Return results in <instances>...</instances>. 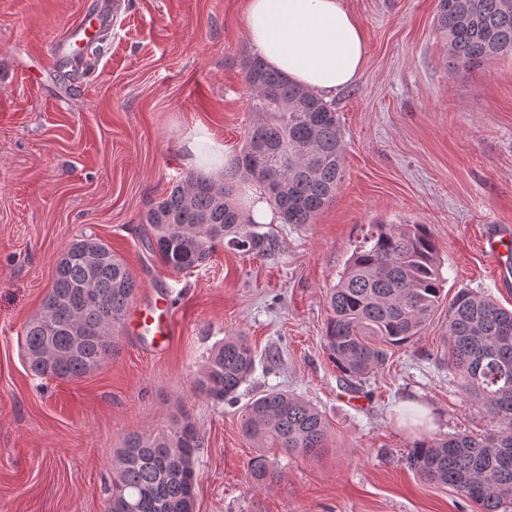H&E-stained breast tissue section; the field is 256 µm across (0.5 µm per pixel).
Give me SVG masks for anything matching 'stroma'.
I'll return each instance as SVG.
<instances>
[{"instance_id":"1","label":"stroma","mask_w":512,"mask_h":512,"mask_svg":"<svg viewBox=\"0 0 512 512\" xmlns=\"http://www.w3.org/2000/svg\"><path fill=\"white\" fill-rule=\"evenodd\" d=\"M90 3L0 0V512H103L124 437L183 413L203 437L195 512H475L409 464L420 439L491 426L448 374L445 310L357 393L328 357L326 294L369 225L424 224L445 296L469 288L512 310L483 251L489 231L512 227V56L454 73L438 0H344L369 51L332 102L344 144L335 201L312 224L258 225L277 241L271 254L219 248L175 274L145 248L140 219L189 171L222 177L242 146L246 0H126L95 70L47 63ZM193 146L204 160L192 168ZM84 234L148 272L139 293H169L178 334L153 353L123 331L100 369L43 380L24 360V327ZM234 335L257 355L242 399L282 389L328 423L325 453H275L280 477L262 489L248 482L256 450L239 410L192 391L209 349ZM407 400L432 408L436 427L399 424Z\"/></svg>"}]
</instances>
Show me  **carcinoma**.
I'll return each instance as SVG.
<instances>
[{
  "label": "carcinoma",
  "instance_id": "obj_1",
  "mask_svg": "<svg viewBox=\"0 0 512 512\" xmlns=\"http://www.w3.org/2000/svg\"><path fill=\"white\" fill-rule=\"evenodd\" d=\"M437 30L448 44V67L469 70L512 55V0H439ZM251 94V124L240 151L215 179L195 173L175 182L143 216L149 252L179 274L204 265L216 247L244 253L275 249L273 238L251 228L236 195L254 186L283 224H311L335 197L343 176V140L333 106L258 58L243 63ZM103 259L91 271L81 254ZM73 259L56 269L52 288L23 334L30 371L42 378H82L118 351V332L104 335L139 288L131 269L97 236L72 241ZM88 290L101 299L81 305ZM437 247L425 224H372L330 289L325 346L337 369L362 384L430 323L443 301ZM84 343L71 354V330ZM245 336L210 349L194 392L215 405L234 406L255 369ZM448 371L459 391L491 418L480 438L456 434L416 444L410 464L427 482L449 485L478 506H512V311L469 289L448 303ZM242 431L254 441L252 484L278 479L265 448L315 459L327 448V423L311 403L284 390L257 394L244 405ZM203 439L187 415L155 434H130L114 452L112 492L104 512H186L194 498L196 460Z\"/></svg>",
  "mask_w": 512,
  "mask_h": 512
}]
</instances>
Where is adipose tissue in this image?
Segmentation results:
<instances>
[{"mask_svg":"<svg viewBox=\"0 0 512 512\" xmlns=\"http://www.w3.org/2000/svg\"><path fill=\"white\" fill-rule=\"evenodd\" d=\"M244 29L256 55L326 99L366 65L364 31L342 0H248Z\"/></svg>","mask_w":512,"mask_h":512,"instance_id":"ef3b65f1","label":"adipose tissue"}]
</instances>
